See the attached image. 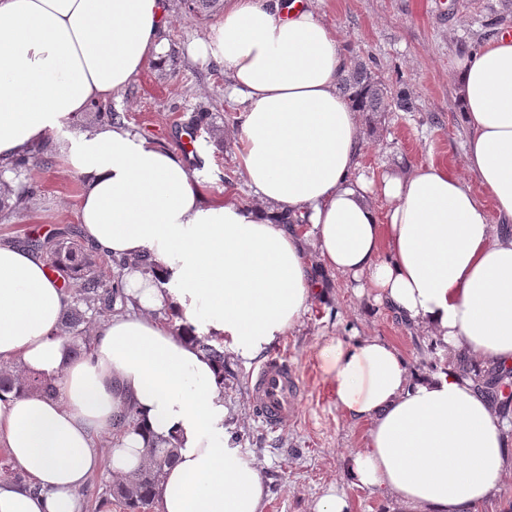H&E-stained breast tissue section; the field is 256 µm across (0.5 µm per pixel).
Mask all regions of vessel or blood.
Returning a JSON list of instances; mask_svg holds the SVG:
<instances>
[{
  "label": "vessel or blood",
  "instance_id": "b4317fda",
  "mask_svg": "<svg viewBox=\"0 0 512 512\" xmlns=\"http://www.w3.org/2000/svg\"><path fill=\"white\" fill-rule=\"evenodd\" d=\"M251 391L254 406L266 426L278 429L296 419L304 397V387L286 359H268L257 371Z\"/></svg>",
  "mask_w": 512,
  "mask_h": 512
}]
</instances>
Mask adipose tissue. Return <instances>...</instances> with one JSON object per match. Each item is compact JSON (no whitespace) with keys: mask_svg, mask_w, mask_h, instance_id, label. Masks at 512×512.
I'll return each mask as SVG.
<instances>
[{"mask_svg":"<svg viewBox=\"0 0 512 512\" xmlns=\"http://www.w3.org/2000/svg\"><path fill=\"white\" fill-rule=\"evenodd\" d=\"M170 17L169 0H0V165L53 147L82 180L85 241L128 261L125 311L77 358L59 333L70 294L42 254L0 240V369L58 385L53 397L0 394V447L25 476L0 474V512H85L80 492L101 467L129 481L170 447L157 512H265L260 467L196 341L259 359L301 328L327 272L474 369L512 366V34L452 67L477 185L428 164L373 189L355 176L365 133L338 88L351 65L339 33L307 0H226L189 51L223 69L237 105L246 204L207 193L182 154L129 127L61 135L163 63ZM284 212L299 223H277ZM318 357L337 410L368 425L348 484L400 512H481L500 497L512 422L470 377L411 369L377 336L327 339ZM127 411L136 426L116 427Z\"/></svg>","mask_w":512,"mask_h":512,"instance_id":"1","label":"adipose tissue"}]
</instances>
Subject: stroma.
<instances>
[{
	"mask_svg": "<svg viewBox=\"0 0 512 512\" xmlns=\"http://www.w3.org/2000/svg\"><path fill=\"white\" fill-rule=\"evenodd\" d=\"M317 17L339 32L348 52L379 72L391 92L406 91L410 111L386 113L364 122L366 143L360 170L370 178L418 164H445L468 177L466 131L456 106L451 65L462 52L512 29V0H311ZM173 17L164 34V66L144 69L121 102L103 109L120 115L129 128L172 149H183L184 124L199 104H209L213 130H198L202 147L195 175L213 187L232 185L241 200L249 191L238 175L232 137L234 112L224 97V75L214 62L193 59L190 41L203 36L221 16L190 17L182 0H171ZM40 190L20 213L0 220V240L48 238L77 225L82 181L58 157L33 170ZM329 292L304 325L277 345L299 374L306 392L297 420L277 430L258 420L250 379L256 365L232 363L224 397L234 411L242 448L261 465L269 488L266 512H314L329 488L345 492L353 512H392V503L348 486L343 457L361 448L367 427L345 420L324 381L318 344L327 336H380L400 348L411 366L428 344L370 297L336 275H325Z\"/></svg>",
	"mask_w": 512,
	"mask_h": 512,
	"instance_id": "1",
	"label": "stroma"
}]
</instances>
